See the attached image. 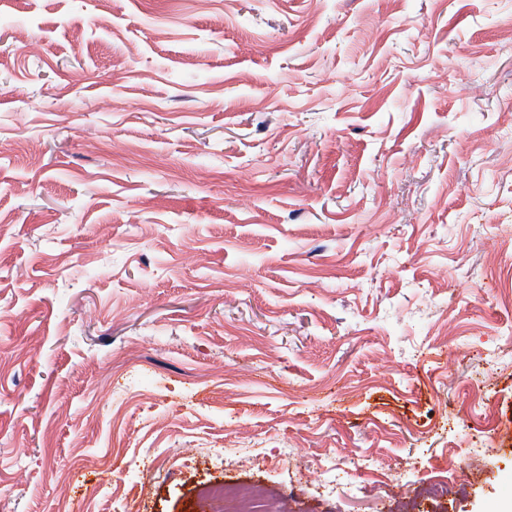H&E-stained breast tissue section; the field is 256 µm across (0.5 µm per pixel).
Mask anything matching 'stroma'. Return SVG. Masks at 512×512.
<instances>
[{"mask_svg":"<svg viewBox=\"0 0 512 512\" xmlns=\"http://www.w3.org/2000/svg\"><path fill=\"white\" fill-rule=\"evenodd\" d=\"M434 480L512 503V0H0V512Z\"/></svg>","mask_w":512,"mask_h":512,"instance_id":"1","label":"stroma"}]
</instances>
